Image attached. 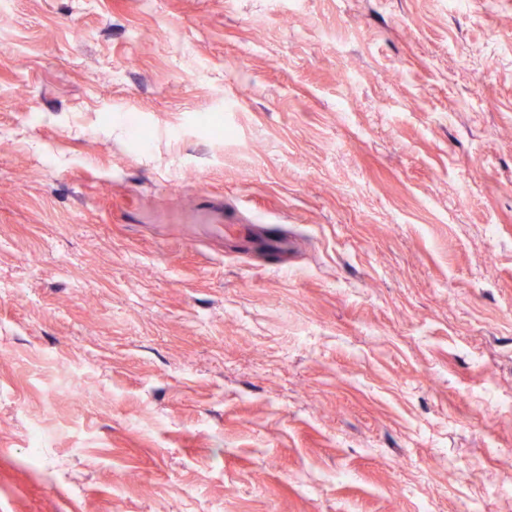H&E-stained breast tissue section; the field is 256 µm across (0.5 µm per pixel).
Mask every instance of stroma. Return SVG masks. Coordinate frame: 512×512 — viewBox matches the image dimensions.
<instances>
[{
	"label": "stroma",
	"instance_id": "stroma-1",
	"mask_svg": "<svg viewBox=\"0 0 512 512\" xmlns=\"http://www.w3.org/2000/svg\"><path fill=\"white\" fill-rule=\"evenodd\" d=\"M512 0H11L0 512H512Z\"/></svg>",
	"mask_w": 512,
	"mask_h": 512
}]
</instances>
